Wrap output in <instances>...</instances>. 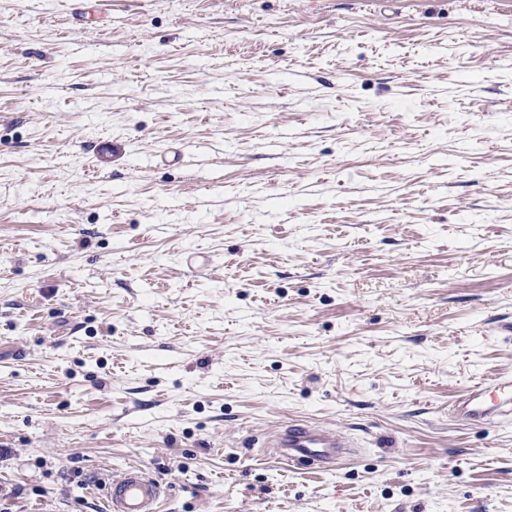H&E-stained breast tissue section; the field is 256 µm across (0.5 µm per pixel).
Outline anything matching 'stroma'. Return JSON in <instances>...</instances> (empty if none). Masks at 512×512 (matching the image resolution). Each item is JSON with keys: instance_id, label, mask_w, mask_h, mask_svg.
<instances>
[{"instance_id": "35a3bbf8", "label": "stroma", "mask_w": 512, "mask_h": 512, "mask_svg": "<svg viewBox=\"0 0 512 512\" xmlns=\"http://www.w3.org/2000/svg\"><path fill=\"white\" fill-rule=\"evenodd\" d=\"M76 2L0 0V512H512V0ZM453 411L460 420L474 424L506 419L512 412V376L473 385ZM271 445L278 448L281 460L292 465L312 460L319 469L334 467L353 448L350 438L340 428L302 420H291L280 427ZM103 495L106 512H160L166 493L145 468L131 467L113 476Z\"/></svg>"}]
</instances>
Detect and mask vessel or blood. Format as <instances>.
Wrapping results in <instances>:
<instances>
[{"label":"vessel or blood","mask_w":512,"mask_h":512,"mask_svg":"<svg viewBox=\"0 0 512 512\" xmlns=\"http://www.w3.org/2000/svg\"><path fill=\"white\" fill-rule=\"evenodd\" d=\"M460 420L485 424L512 415V377L473 385L454 406ZM281 460L298 465L316 462L327 469L337 465L352 442L340 428L291 420L272 442ZM106 512H160L162 484L145 468L131 467L112 477L103 488Z\"/></svg>","instance_id":"b4317fda"}]
</instances>
